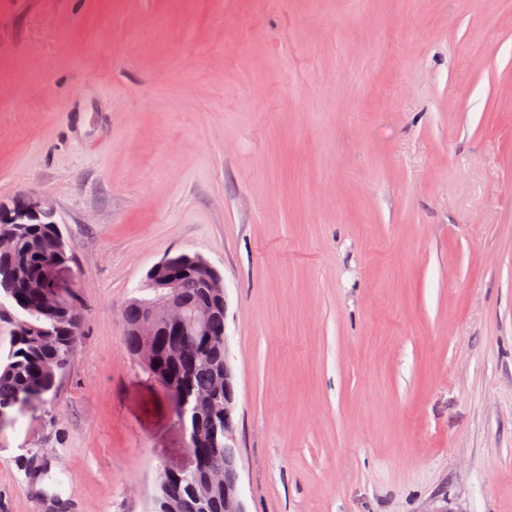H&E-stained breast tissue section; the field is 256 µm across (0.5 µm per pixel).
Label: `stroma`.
<instances>
[{
  "instance_id": "obj_1",
  "label": "stroma",
  "mask_w": 512,
  "mask_h": 512,
  "mask_svg": "<svg viewBox=\"0 0 512 512\" xmlns=\"http://www.w3.org/2000/svg\"><path fill=\"white\" fill-rule=\"evenodd\" d=\"M51 206L79 349L0 512H147L190 462L121 313L226 293L247 512H512V0H0V204Z\"/></svg>"
}]
</instances>
